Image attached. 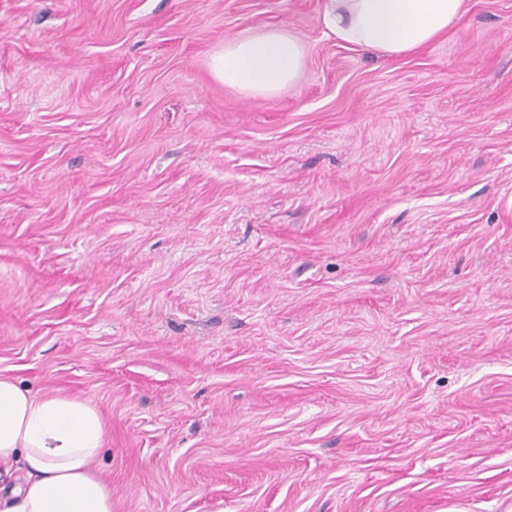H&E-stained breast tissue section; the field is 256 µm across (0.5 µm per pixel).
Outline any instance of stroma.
<instances>
[{"mask_svg": "<svg viewBox=\"0 0 512 512\" xmlns=\"http://www.w3.org/2000/svg\"><path fill=\"white\" fill-rule=\"evenodd\" d=\"M324 0H0V376L112 512H512V0L397 57ZM276 28L295 84L225 85ZM303 65L300 41L278 29H261L229 40L210 59L216 79L259 94H272L293 83Z\"/></svg>", "mask_w": 512, "mask_h": 512, "instance_id": "stroma-1", "label": "stroma"}]
</instances>
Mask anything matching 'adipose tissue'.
I'll return each mask as SVG.
<instances>
[{"mask_svg":"<svg viewBox=\"0 0 512 512\" xmlns=\"http://www.w3.org/2000/svg\"><path fill=\"white\" fill-rule=\"evenodd\" d=\"M465 0H325L323 23L339 42L395 57L446 33ZM304 65L300 41L261 29L225 43L212 75L243 91L272 94ZM99 413L69 397H34L0 377V512H112V494L89 468L104 445Z\"/></svg>","mask_w":512,"mask_h":512,"instance_id":"adipose-tissue-1","label":"adipose tissue"}]
</instances>
